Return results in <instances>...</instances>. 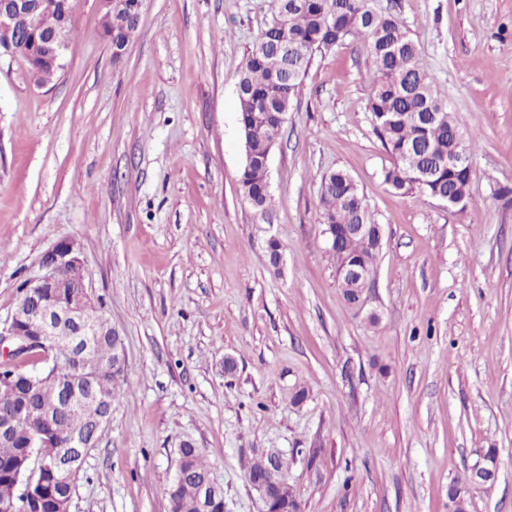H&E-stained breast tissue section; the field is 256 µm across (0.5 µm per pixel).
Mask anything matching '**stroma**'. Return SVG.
Here are the masks:
<instances>
[{"mask_svg": "<svg viewBox=\"0 0 512 512\" xmlns=\"http://www.w3.org/2000/svg\"><path fill=\"white\" fill-rule=\"evenodd\" d=\"M72 4L50 82L0 54V325L41 256L73 239L128 360L70 512H170L185 441L224 512H263L247 466L269 453L298 512H454L453 485L467 512H512V0L375 2L477 138L466 208L383 183L355 38L302 80L270 157L269 221L238 190L236 75L273 0H144L119 58L99 0ZM337 169L383 228L355 307L320 222ZM491 449L496 481L468 483Z\"/></svg>", "mask_w": 512, "mask_h": 512, "instance_id": "stroma-1", "label": "stroma"}]
</instances>
